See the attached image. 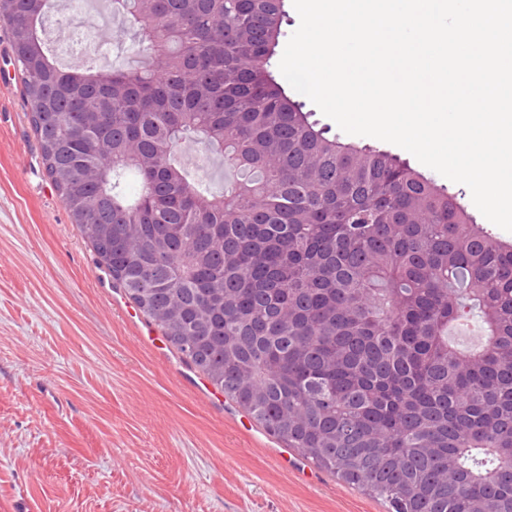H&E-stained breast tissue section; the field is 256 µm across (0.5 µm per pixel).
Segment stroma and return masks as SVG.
Returning <instances> with one entry per match:
<instances>
[{
    "label": "stroma",
    "instance_id": "obj_1",
    "mask_svg": "<svg viewBox=\"0 0 512 512\" xmlns=\"http://www.w3.org/2000/svg\"><path fill=\"white\" fill-rule=\"evenodd\" d=\"M85 6L112 38L98 68L137 44L104 0H54L45 28ZM98 264L47 175L30 107L0 76V512H389L267 433L201 380Z\"/></svg>",
    "mask_w": 512,
    "mask_h": 512
}]
</instances>
